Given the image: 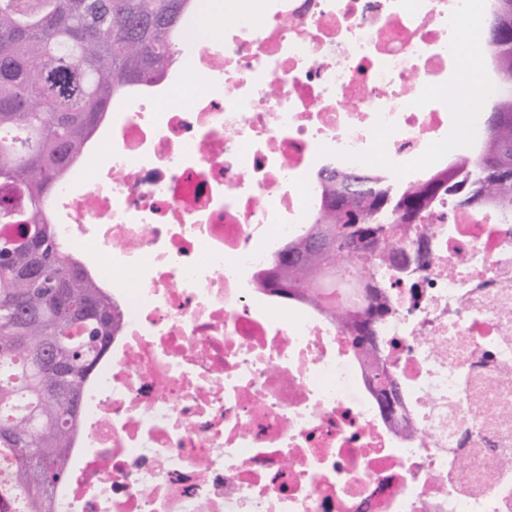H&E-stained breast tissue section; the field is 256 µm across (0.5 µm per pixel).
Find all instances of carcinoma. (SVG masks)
<instances>
[{
  "label": "carcinoma",
  "mask_w": 512,
  "mask_h": 512,
  "mask_svg": "<svg viewBox=\"0 0 512 512\" xmlns=\"http://www.w3.org/2000/svg\"><path fill=\"white\" fill-rule=\"evenodd\" d=\"M198 12L199 0H0V185L23 200L0 208V226L12 227L0 232V452L15 461V492L29 512H52L69 475L85 386L122 317L59 239L47 201L112 103L177 65L191 36L182 22ZM487 47L511 88L500 91L479 153L405 187L368 173L321 175L318 219L256 276L258 288L318 306L345 328L384 397L388 356L376 327L393 304L377 270H402L428 244L430 205L440 196L471 208L512 206V42ZM327 232L339 246L310 253V239ZM339 265L366 286L355 310L327 305L321 293V280ZM36 266L40 277L22 282L20 271ZM43 347L66 364L56 382L33 357ZM19 399L23 413L13 411Z\"/></svg>",
  "instance_id": "carcinoma-1"
}]
</instances>
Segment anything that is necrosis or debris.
Here are the masks:
<instances>
[{
  "label": "necrosis or debris",
  "mask_w": 512,
  "mask_h": 512,
  "mask_svg": "<svg viewBox=\"0 0 512 512\" xmlns=\"http://www.w3.org/2000/svg\"><path fill=\"white\" fill-rule=\"evenodd\" d=\"M225 0L221 42L116 112L94 185L49 201L63 240L130 277L83 394L55 512H512V208L436 203L426 264L387 269L379 329L410 435L346 333L254 286L314 223L317 175L408 185L480 136L475 2Z\"/></svg>",
  "instance_id": "obj_1"
}]
</instances>
